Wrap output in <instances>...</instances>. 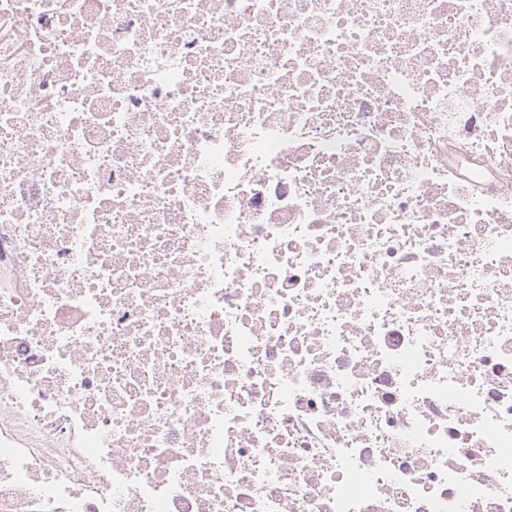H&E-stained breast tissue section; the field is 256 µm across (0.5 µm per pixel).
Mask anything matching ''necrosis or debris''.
I'll use <instances>...</instances> for the list:
<instances>
[{
	"mask_svg": "<svg viewBox=\"0 0 512 512\" xmlns=\"http://www.w3.org/2000/svg\"><path fill=\"white\" fill-rule=\"evenodd\" d=\"M0 512H512V0H0Z\"/></svg>",
	"mask_w": 512,
	"mask_h": 512,
	"instance_id": "necrosis-or-debris-1",
	"label": "necrosis or debris"
}]
</instances>
